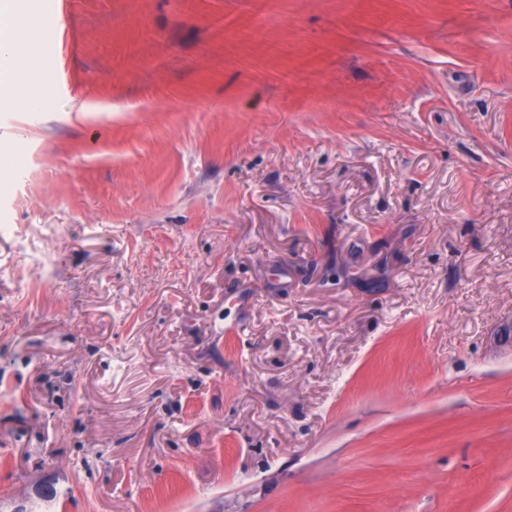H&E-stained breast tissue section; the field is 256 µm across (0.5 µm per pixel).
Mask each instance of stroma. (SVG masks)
Masks as SVG:
<instances>
[{"instance_id":"obj_1","label":"stroma","mask_w":512,"mask_h":512,"mask_svg":"<svg viewBox=\"0 0 512 512\" xmlns=\"http://www.w3.org/2000/svg\"><path fill=\"white\" fill-rule=\"evenodd\" d=\"M29 22L0 512H512V0Z\"/></svg>"}]
</instances>
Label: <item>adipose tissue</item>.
<instances>
[{
  "mask_svg": "<svg viewBox=\"0 0 512 512\" xmlns=\"http://www.w3.org/2000/svg\"><path fill=\"white\" fill-rule=\"evenodd\" d=\"M35 11L34 0H0V105L20 103L19 91L35 75L33 65L17 68L15 59L19 52L32 51L36 33L17 36L16 29L22 19Z\"/></svg>",
  "mask_w": 512,
  "mask_h": 512,
  "instance_id": "ef3b65f1",
  "label": "adipose tissue"
}]
</instances>
